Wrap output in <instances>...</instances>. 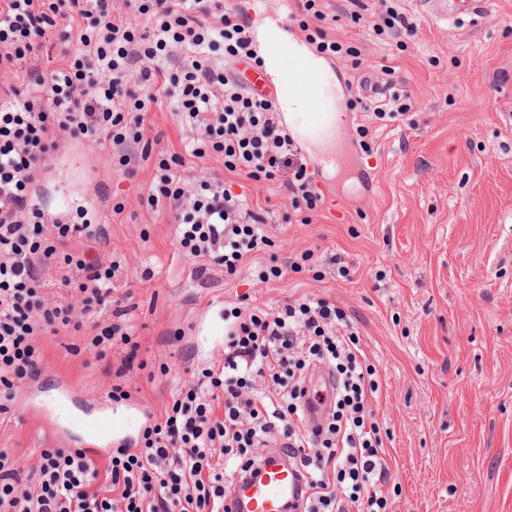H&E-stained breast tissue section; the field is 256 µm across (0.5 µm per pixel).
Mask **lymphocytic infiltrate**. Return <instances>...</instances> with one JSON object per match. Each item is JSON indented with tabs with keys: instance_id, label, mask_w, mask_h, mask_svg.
Instances as JSON below:
<instances>
[{
	"instance_id": "obj_1",
	"label": "lymphocytic infiltrate",
	"mask_w": 512,
	"mask_h": 512,
	"mask_svg": "<svg viewBox=\"0 0 512 512\" xmlns=\"http://www.w3.org/2000/svg\"><path fill=\"white\" fill-rule=\"evenodd\" d=\"M323 17L319 0H302L291 15L320 53L356 56L311 29L310 19ZM54 38L60 65L46 75L35 59ZM219 47L232 60L255 56L243 16L217 0H0V70L26 73L21 84L0 87L1 386L36 375L38 337L72 323L70 306L46 299L42 273L51 268L57 287L83 294L94 346L139 348L121 324L97 322L113 299L115 264L69 254L83 226L50 220L30 202L34 175L63 138L92 141L129 168L142 112L166 101L194 136L183 154L157 158L146 203L169 211L185 255L221 250L229 273L267 244L266 218L218 178L187 192L186 158L216 154L225 171L279 183L293 214L318 207L275 103L235 84L211 57ZM167 60L176 71L157 83ZM224 335L223 360L178 389L138 447L102 459L43 449L27 488L11 449L0 448V512H223L225 467L244 475L275 439L305 481L302 512H389L390 468L373 409L379 375L347 313L310 297L269 311L235 307L224 313ZM322 365L332 368L336 394L332 413L313 427L304 384Z\"/></svg>"
}]
</instances>
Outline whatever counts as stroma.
<instances>
[{
  "label": "stroma",
  "mask_w": 512,
  "mask_h": 512,
  "mask_svg": "<svg viewBox=\"0 0 512 512\" xmlns=\"http://www.w3.org/2000/svg\"><path fill=\"white\" fill-rule=\"evenodd\" d=\"M366 3L357 21L344 0H326L317 23L360 51V66L336 62L338 79L357 92L373 78L410 109L382 121L346 110L336 172L317 168L314 146H300L324 200L305 223L289 222L278 184L227 173L220 157L182 173L189 184L222 178L268 209L269 246L235 274L219 253L184 255L169 213L146 206L150 163L126 175L81 141L48 158L32 202L62 205L65 222L104 230L106 244L77 235L70 249L119 261L114 286L133 291L134 308L117 318L106 307L99 321L128 327L140 348L132 361L119 346L101 359L87 329L39 338L38 375L0 386V448L14 449L21 484L41 450L60 445L32 411L57 396L59 382L78 405L88 396L112 405V388L122 387L143 413L127 429L140 439L176 390L223 356L225 309L268 310L307 295L345 310L379 373L373 408L394 512H512V0H481L475 14L448 22L413 0ZM394 10L410 27H390ZM143 128L156 152H182L192 136L162 107L144 113ZM304 250L309 265L258 281L261 267ZM340 260L349 277L339 276Z\"/></svg>",
  "instance_id": "stroma-1"
}]
</instances>
